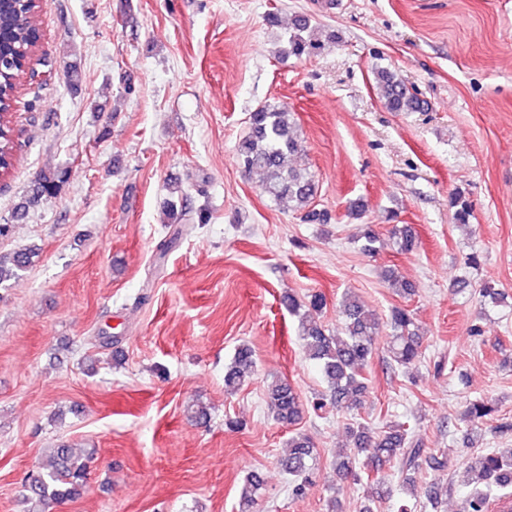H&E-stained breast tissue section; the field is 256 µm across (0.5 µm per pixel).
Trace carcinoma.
Segmentation results:
<instances>
[{
    "label": "carcinoma",
    "mask_w": 512,
    "mask_h": 512,
    "mask_svg": "<svg viewBox=\"0 0 512 512\" xmlns=\"http://www.w3.org/2000/svg\"><path fill=\"white\" fill-rule=\"evenodd\" d=\"M40 9L38 4L26 2L18 4L15 13L6 11L0 14V31L6 41V68L0 72V155L7 166L14 165V128L10 111L22 85L21 60L26 58L31 28L38 25ZM315 30L309 17H295L283 53L301 59L320 51L323 44L315 38ZM374 76L377 94L389 110L413 112L418 108L416 90L392 72L377 67ZM304 153L290 113L272 103H265L249 113L247 128L236 147L240 168L262 176L265 191L278 208L296 211L306 222L324 224L325 214L311 207L317 186L314 175L302 161ZM66 182L67 173L62 169L40 172L12 214V220H22L30 208L59 195ZM169 192L172 199L166 202L168 218L171 223L179 224L188 214L187 195L175 183L170 185ZM389 234L401 252L411 253L418 246L414 232L404 224L392 225ZM359 241L363 253L377 251L379 234L373 225H365ZM33 255L31 249L0 254V286L25 272ZM386 280L400 296L408 297L414 293L413 284L400 278L393 270L387 271ZM285 303L288 312L298 318L299 337L306 356L320 369L324 388L316 397L318 409L329 405L338 412L353 411L366 403L370 382L365 371L375 352L377 338L383 331L386 332V362L390 367L406 372L421 360L418 326L410 310L404 307H393L383 323L359 298L346 292L339 300L342 327L334 332L303 312V304L293 295H288ZM255 367L254 350L247 345L239 346L224 371L225 391L233 393L247 384L255 373ZM266 398L268 409L277 422L290 425L300 418L301 403L288 381H273L268 386ZM494 411V406L475 399L467 406L464 421L478 425ZM348 434L349 450L342 452L336 461V475L342 479L365 481L370 506L364 512H373L372 505L380 504L391 496L389 486L375 477L384 468L396 467L400 472L410 470L423 458L429 460L434 470L445 467L444 462L414 439L410 425L404 422L375 431L354 421L348 427ZM90 460V455L78 454L66 443L49 449L47 463L24 484L28 498L34 503L33 510L36 512L47 500L64 502L80 496ZM359 461L363 465L360 472L356 470ZM278 464L288 475L292 497H304L313 485L317 470L311 438L304 434L288 438L287 449ZM470 469L480 487L463 499L462 512H489L492 503L512 498V448L478 455L472 459ZM265 490L264 478L257 472L251 473L247 477L240 512H253L254 504Z\"/></svg>",
    "instance_id": "1"
}]
</instances>
